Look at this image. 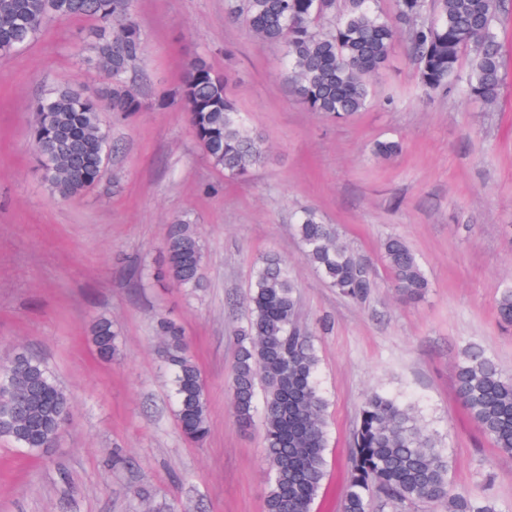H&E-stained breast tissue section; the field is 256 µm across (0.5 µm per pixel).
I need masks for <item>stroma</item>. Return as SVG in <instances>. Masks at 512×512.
Here are the masks:
<instances>
[{"label":"stroma","instance_id":"obj_1","mask_svg":"<svg viewBox=\"0 0 512 512\" xmlns=\"http://www.w3.org/2000/svg\"><path fill=\"white\" fill-rule=\"evenodd\" d=\"M131 8L144 46L132 75L143 108L102 112L114 150L81 196L50 194L29 128L50 90L105 87L84 44L89 21H53L0 57V364L18 348L43 360L73 407L45 456L0 440V512H264L263 428L236 423L230 369L255 264L268 253L288 264L298 319L318 350L328 448L313 512H340L353 433L374 390L412 404L447 448L449 491L512 512V455L481 433L454 389L471 344L512 376V330L495 311L501 284L512 281V85L494 106L426 92L400 40L370 106L333 122L296 100L283 49L230 21L226 0H132ZM197 54L227 76L265 140L247 180L214 168L184 109L159 103ZM384 139L402 152L375 157ZM306 210L372 263L364 301L330 288L304 261L294 224ZM178 219L195 225L204 249V286L190 298L171 285L135 284L139 264L163 259ZM391 235L405 239L430 281L420 302H403L393 287L382 253ZM99 315L122 341L108 360L86 337ZM162 316L182 327L202 373L210 435L200 446L181 434L158 359Z\"/></svg>","mask_w":512,"mask_h":512}]
</instances>
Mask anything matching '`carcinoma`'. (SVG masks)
I'll return each mask as SVG.
<instances>
[{
    "label": "carcinoma",
    "mask_w": 512,
    "mask_h": 512,
    "mask_svg": "<svg viewBox=\"0 0 512 512\" xmlns=\"http://www.w3.org/2000/svg\"><path fill=\"white\" fill-rule=\"evenodd\" d=\"M131 0H0V55L26 46L50 21L92 22L90 61L108 79L102 97L78 86L56 89L34 105L29 141L52 195L69 199L99 180L108 158L103 110L127 115L142 109L127 75L143 54ZM509 0H395L393 14L373 0H233L228 14L243 21L261 43L283 47L291 92L311 112L348 120L363 111L371 80L386 66L391 46L406 38L430 91L463 93L494 106L506 85L497 27L512 13ZM473 55L461 75L464 52ZM172 99L188 113L203 154L227 177L244 179L266 153L229 96L224 75L201 56L189 59ZM397 141H379L374 155L399 154ZM303 258L342 295L361 301L373 286L369 262L351 249L336 228L313 211L295 225ZM396 291L418 302L429 281L413 250L398 236L383 243ZM203 249L194 225L169 226L167 260L156 277L194 292L202 287ZM297 285L286 263L266 255L256 263L246 298L248 318L240 330L231 377L232 407L239 426L252 427L257 394L263 391L262 426L270 475L265 512H310L325 479L326 400L319 390L318 355L298 320ZM498 322L512 326V283L499 292ZM160 358L171 374L176 416L183 437L203 442L210 432L200 369L181 328L157 321ZM88 338L99 356L119 350L112 321L96 317ZM0 440L32 456L57 442L60 420L71 417V399L48 367L30 355L0 367ZM456 393L471 419L501 452L512 455V377L477 346L467 347L455 370ZM395 506L447 500V512H496L494 503L467 492H448V451L420 423L414 408L374 391L362 403L352 439L342 512H369L373 493Z\"/></svg>",
    "instance_id": "1"
}]
</instances>
